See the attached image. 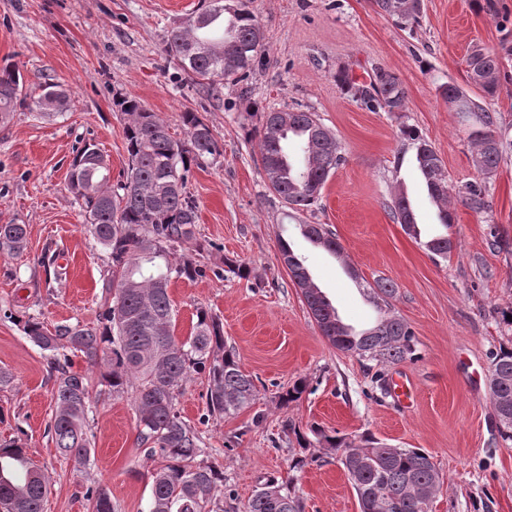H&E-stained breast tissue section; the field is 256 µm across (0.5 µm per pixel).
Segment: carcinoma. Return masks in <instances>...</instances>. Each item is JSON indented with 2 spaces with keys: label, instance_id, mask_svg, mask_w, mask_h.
Masks as SVG:
<instances>
[{
  "label": "carcinoma",
  "instance_id": "1",
  "mask_svg": "<svg viewBox=\"0 0 512 512\" xmlns=\"http://www.w3.org/2000/svg\"><path fill=\"white\" fill-rule=\"evenodd\" d=\"M385 15L402 26L418 20L420 0H403L394 11L391 0H374ZM264 51L263 31L255 16L240 4L233 9L224 0L201 8L173 31L166 52L198 85L216 90L226 82H240ZM471 58L485 67L486 80L476 83L487 96L498 87L502 58L477 49ZM354 99L385 112L406 110V92L393 74L375 69L360 81L343 68L336 75ZM32 98L41 115L51 118L64 111L69 97L55 85L25 87L15 68H0V126L11 122L15 108ZM443 97L456 111L475 117L481 130L473 140V165L483 176L512 159L500 135L497 116L482 103L448 84ZM129 116L123 129L128 168L125 178L110 183V166L93 142L76 149L70 164L68 188L86 212V229L108 251L111 275L103 284L96 323L67 327L53 334L42 322L27 318L24 335L39 349L55 353L67 348L87 357L98 369L104 393L120 398L135 386L134 407L138 441L148 456L159 461L152 473L150 512H208L206 507L224 486V472L205 464L202 440L175 409L176 392L195 375L207 380L206 406L216 418H230L251 407L258 389L245 373L233 349L224 344V327L205 310L197 312L193 332L182 341L173 334L169 284L173 278L192 280L202 273L193 253L198 206L187 192L192 166L215 164L223 147L196 112L182 114L188 140L170 133L167 122L130 96L118 102ZM401 137L415 147V161L429 197L437 204L440 223L451 225L448 181L442 160L433 147L410 127ZM295 139L301 144L300 172L279 160L280 148ZM259 157L269 189L285 206L303 211L318 202L330 175L342 164L336 136L310 111L287 110L262 115ZM462 203L480 214L490 207L486 186L475 181L458 191ZM390 218L418 239L408 200L396 194L387 204ZM303 236L338 254L340 244L323 224H303ZM27 225L0 224V254L17 255L27 246ZM433 258L447 259L453 242L436 235L423 242ZM280 253L291 280L320 333L330 345L382 366L398 364L414 355V333L401 318L383 313L375 324L356 333L339 318L336 308L313 281L289 243L280 241ZM395 289L387 283L371 288L376 308L389 307ZM57 377L55 411L48 430L57 451L85 466L90 461L87 420L91 412L90 380L53 359ZM490 397L500 437L512 441V347L492 355ZM317 443L336 451V459L352 484L360 512H429L440 489L439 472L431 456L420 448H390L371 435L357 439L313 431ZM31 459L21 440L0 444V505L7 512H42L47 478L41 468L30 470ZM84 498L91 512H114L112 499L99 486H89ZM246 512H304V503L292 482L265 477L249 499Z\"/></svg>",
  "mask_w": 512,
  "mask_h": 512
}]
</instances>
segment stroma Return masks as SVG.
<instances>
[{"mask_svg":"<svg viewBox=\"0 0 512 512\" xmlns=\"http://www.w3.org/2000/svg\"><path fill=\"white\" fill-rule=\"evenodd\" d=\"M200 0H0V66L26 83L66 89V112L39 118L17 107L0 128V224L28 227V248L0 256V367L13 387L0 390V441L22 439L48 480L44 512H90L83 487L101 485L115 512H149L154 461L136 442L131 396L101 395L99 373L72 353L73 371L88 374L91 461L78 469L60 456L47 426L55 409V372L47 352L24 335L33 317L48 329L94 323L107 251L84 229V213L67 189L77 147L90 141L107 155L113 176L127 167L122 95L138 98L185 139L182 112L199 113L223 146L219 163L193 168L187 190L198 205L196 260L203 276L172 281L177 339L190 335L199 310L217 316L242 369L262 384L237 417L209 416L207 382L194 377L176 401L204 442L205 460L224 473L230 512L244 509L261 477H287L293 432L369 434L388 445L420 448L442 486L432 512H512V442L503 441L490 400L491 351L512 334L501 314L512 309V163L480 178L472 153L475 119L448 106L442 86L471 97L474 49L500 52L512 43V0H421L417 23L401 26L372 0H247L264 32L265 50L248 83L209 91L191 82L165 51ZM367 80L373 68L395 75L407 95L403 112H372L336 80L340 68ZM310 110L331 129L344 162L314 206L288 212L258 163L260 116ZM414 128L443 162L449 187L484 180L490 208L477 214L449 197L454 249L433 259L388 215L395 193L409 196L423 236L439 233L438 210L400 135ZM304 224H324L342 246L334 255L310 243ZM288 239L345 324L362 330L378 312L365 286L383 280L396 290L389 310L414 332L413 358L388 367L386 381L408 380L410 403L372 381L375 362L333 348L307 312L284 266ZM246 268L229 271L227 261ZM301 398L281 406L297 380ZM262 415L254 423V415ZM298 474L305 512H360L336 454L311 448Z\"/></svg>","mask_w":512,"mask_h":512,"instance_id":"35a3bbf8","label":"stroma"}]
</instances>
